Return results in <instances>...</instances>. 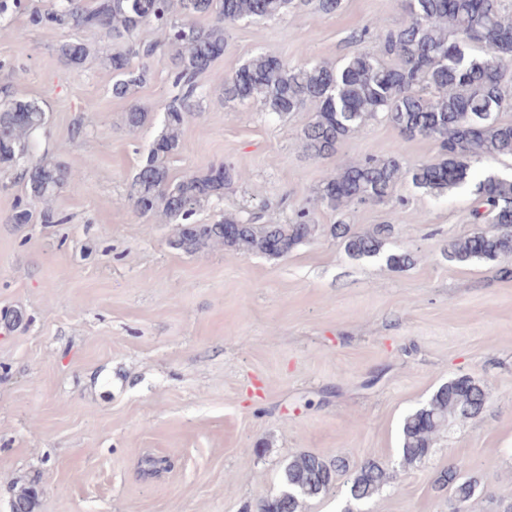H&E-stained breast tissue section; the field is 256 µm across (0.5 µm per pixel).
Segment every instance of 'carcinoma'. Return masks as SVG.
Here are the masks:
<instances>
[{
	"mask_svg": "<svg viewBox=\"0 0 512 512\" xmlns=\"http://www.w3.org/2000/svg\"><path fill=\"white\" fill-rule=\"evenodd\" d=\"M295 7V0H96L93 7L82 0H55L49 10L28 15L33 27L69 33L57 47L59 60L69 67L82 65L90 54L77 37L85 30L131 40L141 26L149 25L157 39L138 43L136 54L150 58L164 48L171 52L172 90L164 104L163 127L133 177L128 201L143 217L177 225L170 244L186 254L222 248L244 256L281 258L319 231L314 211L304 207L287 224H259L255 216L233 213L212 224H196L192 216L222 199L224 189L243 174L231 165L222 170L212 165L174 178L169 168L185 126L201 111L204 89L198 77L223 54L226 25L272 19ZM403 8L406 23L382 36L383 52L395 58L393 65L359 51L341 68L323 62L290 67L261 52L234 74L213 76L228 102H258L277 115L314 104L313 119L300 141L303 151L315 158L335 154L367 120L378 117L407 139L439 142L438 160L408 169L395 154L346 163L322 181L316 196L320 208L335 213L352 204L381 203L404 180L423 192L444 194L470 180L471 160L512 156V122L499 118L512 109V39L501 37L512 29V16L503 0H403ZM25 11V0H0V22ZM207 15L214 17L212 24L196 22ZM472 44L480 51L470 52ZM104 65L112 72L115 97L127 96L146 80L147 72L133 69L123 53L107 56ZM148 120L149 112L137 104L124 113L131 132ZM46 125V113L37 101L14 97L8 86L0 88V170L17 173L27 197L14 206L15 224L31 222L33 205L42 206L43 222L63 221L52 202L73 172L46 153L36 155ZM469 218L486 228L451 241L448 259L467 263L512 254V178H481ZM392 232L391 224L362 232L343 223L330 226L331 235L342 239L345 252L356 259L378 255ZM486 403L485 390L470 378L457 377L439 386L402 421L401 466L423 462L449 420L474 417ZM348 471L347 459L339 455L294 456L280 474L279 492L263 501L259 512H302L307 500L329 491ZM391 478L386 464L367 459L352 474L350 497L366 502ZM435 483L459 503L474 498L479 486L477 479L463 478L453 467L441 471ZM37 497L36 487L22 488L14 497L17 512H34Z\"/></svg>",
	"mask_w": 512,
	"mask_h": 512,
	"instance_id": "1",
	"label": "carcinoma"
}]
</instances>
